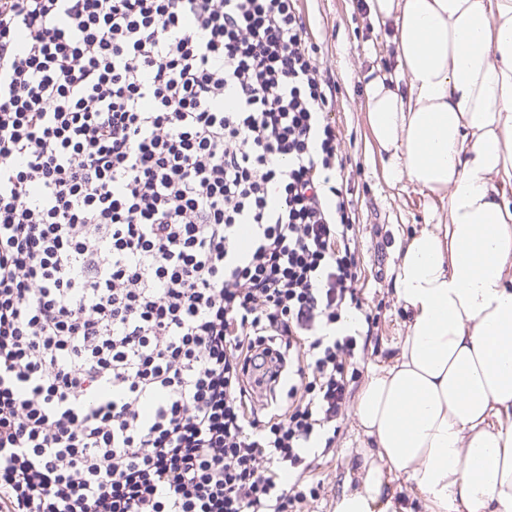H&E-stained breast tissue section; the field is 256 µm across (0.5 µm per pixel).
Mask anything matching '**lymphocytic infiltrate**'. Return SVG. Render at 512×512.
Masks as SVG:
<instances>
[{"label": "lymphocytic infiltrate", "mask_w": 512, "mask_h": 512, "mask_svg": "<svg viewBox=\"0 0 512 512\" xmlns=\"http://www.w3.org/2000/svg\"><path fill=\"white\" fill-rule=\"evenodd\" d=\"M332 105L295 0H0V512L320 496L365 351Z\"/></svg>", "instance_id": "1"}]
</instances>
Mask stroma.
<instances>
[{"instance_id": "stroma-1", "label": "stroma", "mask_w": 512, "mask_h": 512, "mask_svg": "<svg viewBox=\"0 0 512 512\" xmlns=\"http://www.w3.org/2000/svg\"><path fill=\"white\" fill-rule=\"evenodd\" d=\"M296 8L319 48L324 74L336 83L331 117L356 218L358 286L374 320L363 366L350 382L356 394L370 371L394 356L405 335V315L393 291L398 235L412 226L433 223L434 218L411 185L384 181L381 159L372 146L362 77L371 67L390 62L393 48L387 32L372 30L359 0H296ZM375 458V448L352 417H345L336 435L335 455L319 465L325 489L309 502L306 512H335L343 490L360 486Z\"/></svg>"}]
</instances>
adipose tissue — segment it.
Segmentation results:
<instances>
[{
  "mask_svg": "<svg viewBox=\"0 0 512 512\" xmlns=\"http://www.w3.org/2000/svg\"><path fill=\"white\" fill-rule=\"evenodd\" d=\"M365 9L394 46L365 83L384 178L441 219L400 237L406 333L353 406L378 462L336 512H512V0Z\"/></svg>",
  "mask_w": 512,
  "mask_h": 512,
  "instance_id": "obj_1",
  "label": "adipose tissue"
}]
</instances>
